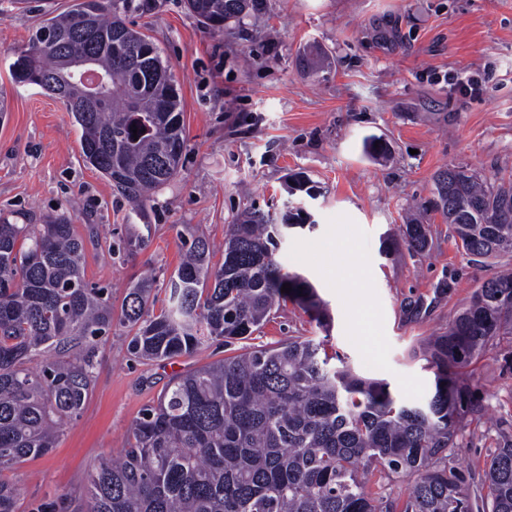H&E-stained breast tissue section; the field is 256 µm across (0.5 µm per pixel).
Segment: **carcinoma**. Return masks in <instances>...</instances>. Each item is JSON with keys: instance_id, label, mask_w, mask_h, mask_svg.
I'll return each mask as SVG.
<instances>
[{"instance_id": "1", "label": "carcinoma", "mask_w": 512, "mask_h": 512, "mask_svg": "<svg viewBox=\"0 0 512 512\" xmlns=\"http://www.w3.org/2000/svg\"><path fill=\"white\" fill-rule=\"evenodd\" d=\"M128 0H76L44 19L10 69L17 84L49 85L80 129L83 160L141 209L174 179L186 149L182 99L170 63L125 18ZM214 32L239 23L256 0H186ZM93 34L72 31L77 19ZM92 58L112 76L109 100L89 108L82 83H62ZM433 210L473 260L512 254V183L489 182L463 165L433 176ZM244 211L224 236L222 261L205 238L182 243L166 305L150 312L154 280L127 288L119 322L138 360L191 356L211 343L248 340L291 301L322 327L328 304L304 276L283 271L280 239L293 224ZM429 246L428 226L410 218L384 252ZM292 287L281 292L283 284ZM512 271L486 279L448 332L425 341L434 390L427 409L403 402L388 383L330 366L324 342L290 338L174 376L133 423L122 457L91 469L85 512H394L368 491L381 467L410 482L400 512H512V445L487 463L481 489L448 466L475 393L464 369L512 335ZM108 290L86 281L84 242L64 214L43 224L0 219V471L47 455L91 390L95 352L111 334ZM18 489L0 480V512H16Z\"/></svg>"}]
</instances>
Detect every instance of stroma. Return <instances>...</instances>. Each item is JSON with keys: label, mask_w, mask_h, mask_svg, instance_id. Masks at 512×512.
<instances>
[{"label": "stroma", "mask_w": 512, "mask_h": 512, "mask_svg": "<svg viewBox=\"0 0 512 512\" xmlns=\"http://www.w3.org/2000/svg\"><path fill=\"white\" fill-rule=\"evenodd\" d=\"M73 0H0V217L39 224L66 212L85 246L89 283L109 288L120 312L129 284L153 268L165 286L183 241L220 243L228 224L252 206L280 221L289 204L313 217L279 247L284 271L307 276L333 317L322 333L294 303L278 310L254 346L291 336H325L358 374L389 383L409 404L429 397L434 374L422 353L447 330L494 266L458 250L439 214L421 253L382 252L409 207L429 205L432 177L465 164L492 181L512 179V0H260L239 24L215 34L184 0H131L128 18L146 30L177 77L187 149L179 175L141 211L85 165L80 132L62 103L33 85L12 82L10 65L48 12ZM328 63L300 64L311 46ZM486 77L480 98L460 95L455 76ZM384 139L388 159L364 150ZM306 176L316 196L288 193ZM130 252L113 251L122 239ZM371 307L369 332L354 317ZM128 330L113 324L95 357L94 385L80 416L56 448L0 471L19 490L17 512L42 505L71 512L102 457H120L141 409L175 374L239 354L209 346L192 356L138 361ZM480 409L460 425L448 464L479 482L493 452L512 444V338L473 366Z\"/></svg>", "instance_id": "1"}]
</instances>
